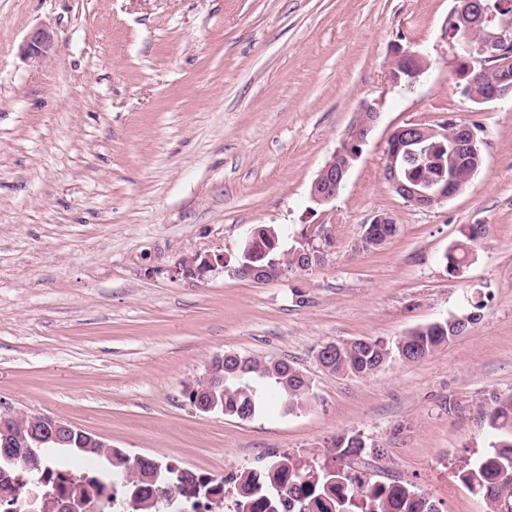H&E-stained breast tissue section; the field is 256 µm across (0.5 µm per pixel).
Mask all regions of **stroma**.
Masks as SVG:
<instances>
[{
	"label": "stroma",
	"instance_id": "stroma-1",
	"mask_svg": "<svg viewBox=\"0 0 512 512\" xmlns=\"http://www.w3.org/2000/svg\"><path fill=\"white\" fill-rule=\"evenodd\" d=\"M455 0H0V404L96 434L128 457L232 479L273 452L322 455L360 435L375 480H402L439 512H487L457 477L495 440L485 413L512 394V100L476 104L442 32ZM51 28L56 49L19 47ZM431 66L390 84L394 43ZM377 125L336 199L311 183L363 103ZM484 128L470 184L431 208L382 175L395 127L447 118ZM398 234L355 245L374 215ZM335 239L325 264L266 283L232 274L260 225L290 247ZM464 224L488 235L461 273L442 258ZM227 270L171 278L182 258ZM484 304L447 347L371 376L332 374L317 352L394 343ZM287 361L303 409L240 420L201 413L187 388L218 355ZM55 49L54 32L46 26L33 30L19 48L20 56L28 63L40 64Z\"/></svg>",
	"mask_w": 512,
	"mask_h": 512
}]
</instances>
